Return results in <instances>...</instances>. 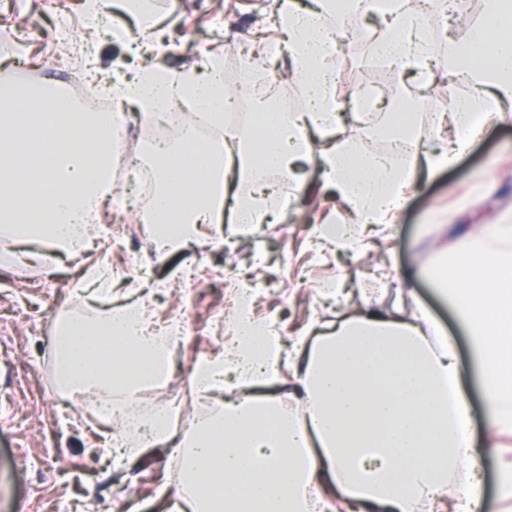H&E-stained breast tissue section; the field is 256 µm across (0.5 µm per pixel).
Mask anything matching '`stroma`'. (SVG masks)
<instances>
[{
    "label": "stroma",
    "mask_w": 512,
    "mask_h": 512,
    "mask_svg": "<svg viewBox=\"0 0 512 512\" xmlns=\"http://www.w3.org/2000/svg\"><path fill=\"white\" fill-rule=\"evenodd\" d=\"M153 2L162 36L140 60L124 45L86 29L84 0H0V33L22 40L19 52L0 49V80L23 81L29 68L68 93L67 66L81 67L90 59L99 79L113 82L143 63L180 70L200 63L204 54L223 55L225 42L279 37L274 10L263 0ZM34 12L43 28L38 42L26 39ZM374 81L383 85L391 107L407 100L444 106L471 89L446 66L430 77L415 69L376 71L369 50L360 49L344 67L336 95L349 97ZM322 150L318 137L305 142L288 182L287 209L250 241L233 247L212 241L162 257L139 212L119 210L101 218L104 231L86 253L55 256L44 268H0V512H122L129 502L134 512H166L167 500L158 491L178 486L169 473L173 450L147 448L136 460L116 461L98 431L79 427L76 405L62 407L51 398L50 320L63 311L98 315L73 298L80 267H118L127 252H137V286L155 320L191 319L193 341L177 347L168 386L154 392L159 403L189 411L195 404L194 365L231 341L225 327L234 311L226 278L256 288V316L274 319L283 338L293 340L313 323L336 322L343 311L390 306L407 272L442 263L445 249L463 250L495 225H512V105L492 112L484 135L451 165L432 176L419 172L391 224L342 252H320L313 245L319 227L340 207L334 190L322 185ZM189 264L197 273L187 283L181 272ZM333 279L348 290L347 307L317 297L316 288ZM415 294L433 320L431 335L454 339L462 384L473 403H480L463 324L429 281H418Z\"/></svg>",
    "instance_id": "1"
}]
</instances>
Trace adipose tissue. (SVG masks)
<instances>
[{
	"label": "adipose tissue",
	"mask_w": 512,
	"mask_h": 512,
	"mask_svg": "<svg viewBox=\"0 0 512 512\" xmlns=\"http://www.w3.org/2000/svg\"><path fill=\"white\" fill-rule=\"evenodd\" d=\"M125 6L139 34L115 29L111 36L134 55L147 54L157 25L150 0ZM384 13L378 47L396 51L401 63L430 60L435 49L421 36L410 0H391ZM317 18L279 11L306 108L290 114L275 139L258 129L154 149L157 190L148 224L158 251L208 238L225 216L238 237L252 234L254 225L276 223L282 204L257 174L290 169L301 151L300 130L325 139L321 178L356 216L342 233L325 235L326 244L341 249L362 242L402 207L415 166L391 170L389 155L362 156L338 135L336 74L323 54L333 33ZM480 54L492 63L463 70L479 90L451 102L455 135L448 146L425 153L427 172L449 165L485 133L479 117L491 105L512 102V0H486L481 22L453 43L454 61ZM107 91L146 121L180 101L190 119L220 125L233 99L224 87L223 59L212 54L171 74L141 68ZM64 98L54 87L0 86V99L9 103L0 111V267L21 261L19 243L82 252L111 191V116L73 104L45 114L46 102ZM496 240L497 248L470 249L432 274L469 332L490 419L483 443L472 439L454 349L434 345L425 328L398 309L353 312L288 343L274 323L254 319L246 301L232 323L231 349L194 368L196 394L220 398L219 408L186 432L173 422L171 407H161L143 419L137 443L108 431L105 447L120 460L148 447L176 449L181 479L170 512H336L340 499L346 512H475L472 492L485 484L484 461L499 437L512 436V324L506 321L512 253L505 250L512 225H500ZM60 330L61 390H103L120 405L170 380L181 327L175 319L153 322L142 306L119 305L96 320L69 318ZM285 369L293 378L286 397L267 393ZM228 376L238 393L226 398Z\"/></svg>",
	"instance_id": "obj_1"
}]
</instances>
